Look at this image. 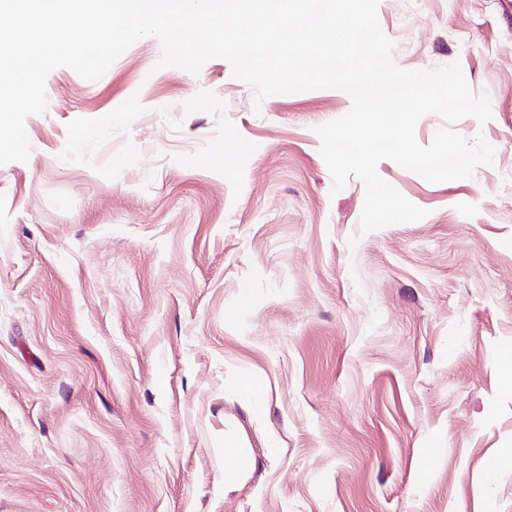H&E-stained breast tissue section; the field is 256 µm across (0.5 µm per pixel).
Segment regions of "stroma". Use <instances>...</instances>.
<instances>
[{
  "label": "stroma",
  "mask_w": 512,
  "mask_h": 512,
  "mask_svg": "<svg viewBox=\"0 0 512 512\" xmlns=\"http://www.w3.org/2000/svg\"><path fill=\"white\" fill-rule=\"evenodd\" d=\"M378 20L400 68L460 62L492 118L455 129L495 155L437 184L381 160L428 214L368 233L315 132L344 91L258 103L154 37L49 74L0 165V512H512V0Z\"/></svg>",
  "instance_id": "1"
}]
</instances>
